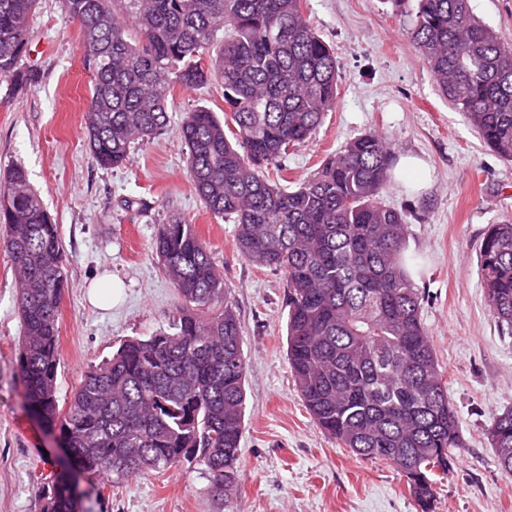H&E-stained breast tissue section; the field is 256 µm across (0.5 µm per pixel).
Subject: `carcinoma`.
Returning a JSON list of instances; mask_svg holds the SVG:
<instances>
[{"mask_svg": "<svg viewBox=\"0 0 512 512\" xmlns=\"http://www.w3.org/2000/svg\"><path fill=\"white\" fill-rule=\"evenodd\" d=\"M39 0H0V76L24 87L28 27ZM79 28L91 74L85 139L96 163L122 166L133 144L165 130L171 87L217 79L224 116L186 113L179 135L195 191L235 224V250L288 282L287 354L318 428L352 453L404 473L430 512L461 448L421 296L409 273L407 215L388 206L387 138L348 142L291 190L270 178L308 143L338 95V61L302 0H61ZM408 36L453 108L512 162V45L479 21L470 0H417ZM0 226L19 266L18 364L29 410L77 460L78 472L128 478L197 459L211 492L242 479L246 367L231 293L194 225H161L155 254L181 304L171 327L124 342L87 372L69 406L57 399L63 247L24 167L0 173ZM490 313L512 335V223L480 246ZM512 474V408L489 428ZM74 478L58 477L41 512H81Z\"/></svg>", "mask_w": 512, "mask_h": 512, "instance_id": "carcinoma-1", "label": "carcinoma"}]
</instances>
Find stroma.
Returning <instances> with one entry per match:
<instances>
[{"label": "stroma", "instance_id": "1", "mask_svg": "<svg viewBox=\"0 0 512 512\" xmlns=\"http://www.w3.org/2000/svg\"><path fill=\"white\" fill-rule=\"evenodd\" d=\"M303 9L336 53L339 96L313 141L289 156L285 184L369 132L387 135L396 158L423 160L383 200L407 215L421 317L463 441L432 512H512V474L499 468L488 439L495 415L512 408V338L489 314L479 272L488 229L512 223V163L449 105L407 39L415 0H304ZM29 48L24 65L36 71L35 85L0 81V170L25 166L63 245L60 407L123 341L169 327L179 299L153 242L171 215L194 224L205 241L242 327L246 413L237 493L214 497L204 465L190 460L111 486L82 476L85 512H421L404 476L317 427L288 364L284 274L241 258L234 224L211 215L189 179L178 129L195 107L223 112L219 84L175 86L167 129L136 144L125 165L104 169L85 143L91 75L60 0H39ZM106 274L123 289L103 310L88 293ZM18 288L15 262L0 244V512H40L63 450L26 406L16 358Z\"/></svg>", "mask_w": 512, "mask_h": 512}]
</instances>
